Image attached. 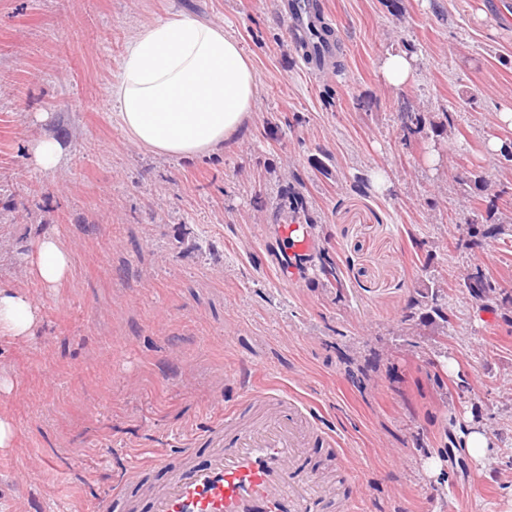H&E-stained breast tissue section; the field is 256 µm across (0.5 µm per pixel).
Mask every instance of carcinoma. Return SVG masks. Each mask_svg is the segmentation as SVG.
Segmentation results:
<instances>
[{
    "label": "carcinoma",
    "instance_id": "obj_1",
    "mask_svg": "<svg viewBox=\"0 0 512 512\" xmlns=\"http://www.w3.org/2000/svg\"><path fill=\"white\" fill-rule=\"evenodd\" d=\"M455 106L448 104V111L442 113V119L434 121L427 112L412 107H404L398 113V131L403 145L409 147L415 141L424 138L427 132L439 137L455 128ZM463 185L469 187L476 196L473 207L465 218V234L458 239L457 248L472 250L482 246L488 238L512 239V217H501L499 201L505 195H512V183H501L491 188L483 172L476 169L467 171L462 178ZM282 207L287 209V219L291 224H305L310 220L311 200L304 193V182L299 174L291 173V182L282 198ZM320 273L337 289L344 288L340 267L333 262H323ZM463 283L468 294L477 302L495 305L500 317L512 323V282L495 278L486 267L471 264L465 269ZM452 314L448 312L447 289L438 281L415 291L406 307L402 323L411 326V335H420L423 327L451 325Z\"/></svg>",
    "mask_w": 512,
    "mask_h": 512
}]
</instances>
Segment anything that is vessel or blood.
I'll use <instances>...</instances> for the list:
<instances>
[{"instance_id":"vessel-or-blood-1","label":"vessel or blood","mask_w":512,"mask_h":512,"mask_svg":"<svg viewBox=\"0 0 512 512\" xmlns=\"http://www.w3.org/2000/svg\"><path fill=\"white\" fill-rule=\"evenodd\" d=\"M246 405L263 415L240 424L239 411L225 414L221 425L198 436L204 460L194 449L171 457H149L140 469L166 470L163 485L145 495V512H352L348 490L327 481L312 449L332 451L338 468L352 467L340 437L325 428L318 414L293 394L266 387L249 390Z\"/></svg>"}]
</instances>
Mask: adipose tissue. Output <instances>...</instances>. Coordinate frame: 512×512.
<instances>
[{
    "mask_svg": "<svg viewBox=\"0 0 512 512\" xmlns=\"http://www.w3.org/2000/svg\"><path fill=\"white\" fill-rule=\"evenodd\" d=\"M113 115L129 139L160 156L192 158L223 150L256 104L255 69L223 26L184 12L138 25L128 36L109 93ZM45 287L63 285L71 255L54 236L41 237L29 257ZM41 325L30 294L0 288V337L24 341Z\"/></svg>",
    "mask_w": 512,
    "mask_h": 512,
    "instance_id": "ef3b65f1",
    "label": "adipose tissue"
}]
</instances>
